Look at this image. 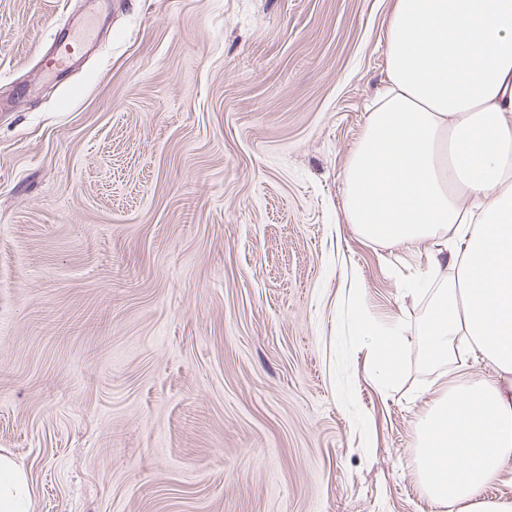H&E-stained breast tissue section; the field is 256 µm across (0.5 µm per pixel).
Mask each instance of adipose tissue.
Wrapping results in <instances>:
<instances>
[{"mask_svg": "<svg viewBox=\"0 0 512 512\" xmlns=\"http://www.w3.org/2000/svg\"><path fill=\"white\" fill-rule=\"evenodd\" d=\"M386 86L344 171V216L389 247L429 245L407 288L427 297L430 361L469 354L493 378L443 387L417 422L422 489L438 512H512L483 489L512 473V0H395ZM358 327L380 385L391 384L402 330ZM24 468L0 449V512H32Z\"/></svg>", "mask_w": 512, "mask_h": 512, "instance_id": "ef3b65f1", "label": "adipose tissue"}]
</instances>
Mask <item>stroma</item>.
I'll list each match as a JSON object with an SVG mask.
<instances>
[{"label": "stroma", "mask_w": 512, "mask_h": 512, "mask_svg": "<svg viewBox=\"0 0 512 512\" xmlns=\"http://www.w3.org/2000/svg\"><path fill=\"white\" fill-rule=\"evenodd\" d=\"M392 0H0V448L33 512H435L424 246L343 217ZM82 48L48 73L59 43ZM374 328L405 325L394 386ZM358 327L372 343L373 369L377 382L382 386L391 384L401 368L397 353L402 350L406 341L401 328L396 327L390 333L378 332L364 316L360 317Z\"/></svg>", "instance_id": "35a3bbf8"}]
</instances>
